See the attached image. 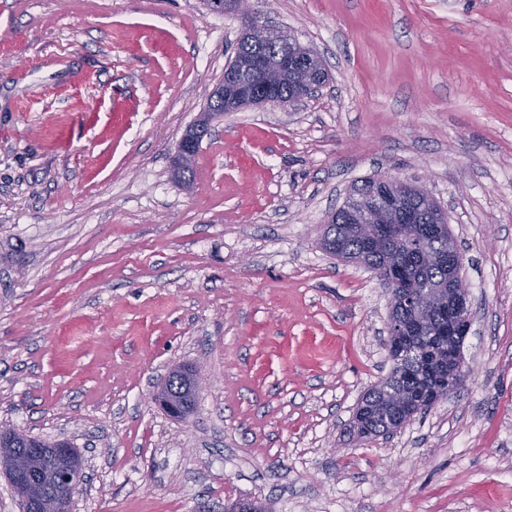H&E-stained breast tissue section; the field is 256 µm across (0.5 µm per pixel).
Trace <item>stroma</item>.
Segmentation results:
<instances>
[{
	"mask_svg": "<svg viewBox=\"0 0 512 512\" xmlns=\"http://www.w3.org/2000/svg\"><path fill=\"white\" fill-rule=\"evenodd\" d=\"M320 95L225 114L171 177L242 34L202 0H0V427L71 440L73 512H512V0H253ZM389 174L445 210L463 386L350 424L392 362L389 293L320 245ZM211 381L184 421L149 394Z\"/></svg>",
	"mask_w": 512,
	"mask_h": 512,
	"instance_id": "35a3bbf8",
	"label": "stroma"
}]
</instances>
